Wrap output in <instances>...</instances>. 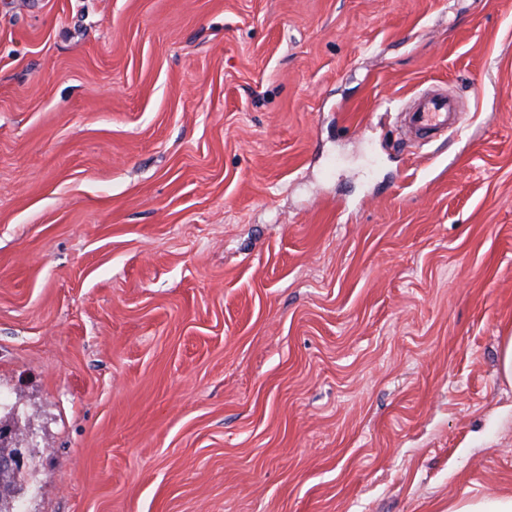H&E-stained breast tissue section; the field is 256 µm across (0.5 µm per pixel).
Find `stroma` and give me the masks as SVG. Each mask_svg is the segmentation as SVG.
<instances>
[{
  "label": "stroma",
  "mask_w": 512,
  "mask_h": 512,
  "mask_svg": "<svg viewBox=\"0 0 512 512\" xmlns=\"http://www.w3.org/2000/svg\"><path fill=\"white\" fill-rule=\"evenodd\" d=\"M509 333L512 0H0L24 512L512 491ZM455 112L458 109L447 94L426 93L406 113L409 130L415 134L446 131L454 123Z\"/></svg>",
  "instance_id": "1"
}]
</instances>
